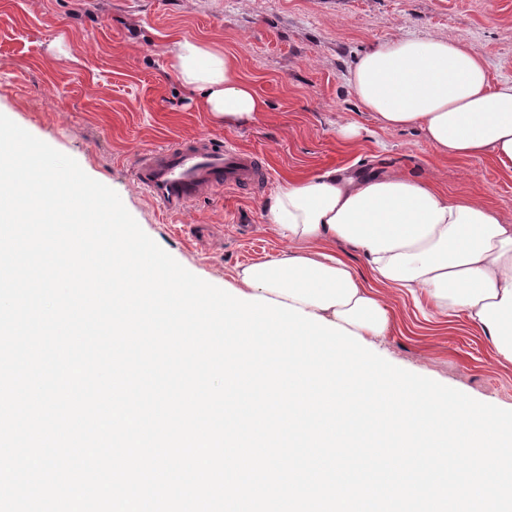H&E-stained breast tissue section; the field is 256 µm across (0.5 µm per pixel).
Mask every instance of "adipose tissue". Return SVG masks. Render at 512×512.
Returning <instances> with one entry per match:
<instances>
[{
	"mask_svg": "<svg viewBox=\"0 0 512 512\" xmlns=\"http://www.w3.org/2000/svg\"><path fill=\"white\" fill-rule=\"evenodd\" d=\"M169 65L226 126L251 123L266 110L232 55L185 38L170 50ZM347 84L381 128H419L441 156L488 152L512 172V80L491 83L484 59L465 41L380 43L357 58ZM267 222L293 247L241 267L238 291L302 308L374 341L391 321L378 288H405L423 294L433 311L464 314L497 358L512 363V224L482 204L397 173L356 177L337 168L289 179ZM336 240L360 252L366 274L327 249Z\"/></svg>",
	"mask_w": 512,
	"mask_h": 512,
	"instance_id": "adipose-tissue-1",
	"label": "adipose tissue"
}]
</instances>
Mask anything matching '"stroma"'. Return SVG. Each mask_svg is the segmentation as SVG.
Masks as SVG:
<instances>
[{
	"instance_id": "35a3bbf8",
	"label": "stroma",
	"mask_w": 512,
	"mask_h": 512,
	"mask_svg": "<svg viewBox=\"0 0 512 512\" xmlns=\"http://www.w3.org/2000/svg\"><path fill=\"white\" fill-rule=\"evenodd\" d=\"M397 36L464 39L491 80L512 79V0H0V113L116 191L150 238L219 287L240 266L289 249L263 213L291 177L398 172L512 224V173L492 155L439 156L420 130L380 129L351 94L355 59ZM183 37L234 57L267 101L258 120L227 129L199 108L168 64ZM347 122L361 135L345 143L336 130ZM200 135L254 151L268 184L161 212L134 180L139 151ZM380 294L392 320L379 356L478 401L512 405V364L477 328L398 289Z\"/></svg>"
}]
</instances>
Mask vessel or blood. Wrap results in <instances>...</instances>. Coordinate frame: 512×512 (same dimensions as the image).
<instances>
[{
	"label": "vessel or blood",
	"mask_w": 512,
	"mask_h": 512,
	"mask_svg": "<svg viewBox=\"0 0 512 512\" xmlns=\"http://www.w3.org/2000/svg\"><path fill=\"white\" fill-rule=\"evenodd\" d=\"M134 178L160 209L178 213L206 194L260 187L268 172L255 153L198 136L143 149Z\"/></svg>",
	"instance_id": "b4317fda"
}]
</instances>
